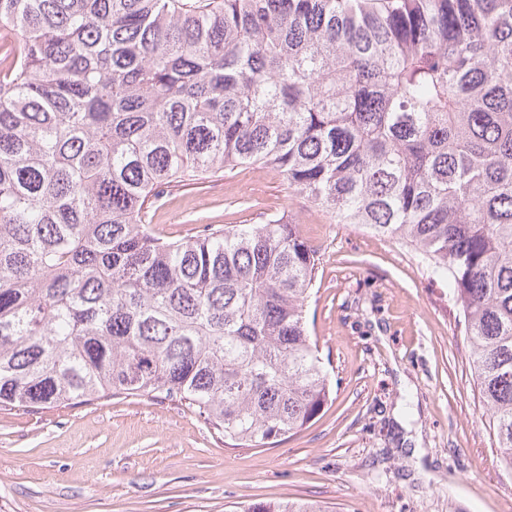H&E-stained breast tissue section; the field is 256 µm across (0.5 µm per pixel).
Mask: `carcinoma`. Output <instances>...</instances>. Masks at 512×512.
I'll return each instance as SVG.
<instances>
[{"instance_id": "carcinoma-1", "label": "carcinoma", "mask_w": 512, "mask_h": 512, "mask_svg": "<svg viewBox=\"0 0 512 512\" xmlns=\"http://www.w3.org/2000/svg\"><path fill=\"white\" fill-rule=\"evenodd\" d=\"M0 40L1 407L165 395L243 448L313 420L296 225L146 222L259 164L448 282L512 469V0H0Z\"/></svg>"}]
</instances>
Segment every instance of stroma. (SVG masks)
<instances>
[{
    "instance_id": "stroma-1",
    "label": "stroma",
    "mask_w": 512,
    "mask_h": 512,
    "mask_svg": "<svg viewBox=\"0 0 512 512\" xmlns=\"http://www.w3.org/2000/svg\"><path fill=\"white\" fill-rule=\"evenodd\" d=\"M272 216L319 258L307 320L333 389L316 418L276 446L233 448L175 398L0 409V512H234L299 498L331 512H512L464 329L412 248L336 223L261 165L164 193L147 222L175 241Z\"/></svg>"
}]
</instances>
